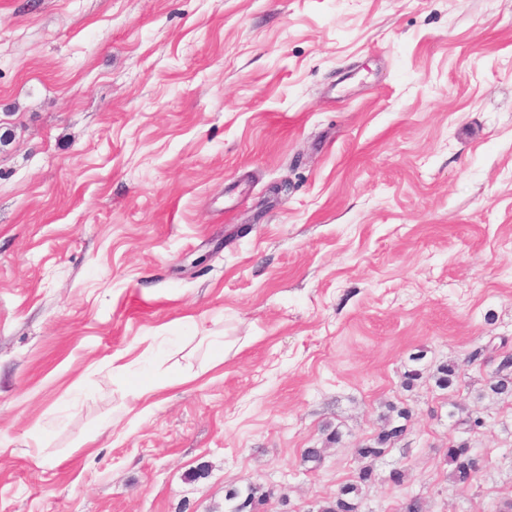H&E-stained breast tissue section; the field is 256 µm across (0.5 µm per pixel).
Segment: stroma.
Listing matches in <instances>:
<instances>
[{"label": "stroma", "mask_w": 512, "mask_h": 512, "mask_svg": "<svg viewBox=\"0 0 512 512\" xmlns=\"http://www.w3.org/2000/svg\"><path fill=\"white\" fill-rule=\"evenodd\" d=\"M500 337L512 0H0V512H501ZM405 431V425H394L390 416L385 418L377 434L355 450V458L359 464L355 483L343 485L336 497L324 501L319 506L318 512H360L362 488L376 481V474L370 462L384 455L390 449L388 447L400 440ZM467 448L470 445L465 440L448 443L446 459L451 466L449 477L459 484L469 483L479 470L476 459ZM257 494H258V488L251 484L248 485L244 491L239 490V489L231 490L227 494V500L232 501L233 505L231 506V510L228 512H246V511L242 510L244 505L251 503V502H260V503L264 502L267 497L266 492L261 493L259 496H257ZM261 505L262 504H259V503H251L250 511L251 512L262 511Z\"/></svg>", "instance_id": "35a3bbf8"}]
</instances>
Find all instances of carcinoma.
<instances>
[{
    "label": "carcinoma",
    "mask_w": 512,
    "mask_h": 512,
    "mask_svg": "<svg viewBox=\"0 0 512 512\" xmlns=\"http://www.w3.org/2000/svg\"><path fill=\"white\" fill-rule=\"evenodd\" d=\"M489 390L496 396H512V354L502 356L495 376L489 384ZM406 431L403 425H396L390 418H385L382 427L368 442L355 450L358 462L357 480L345 484L336 494V497L323 502L318 512H359L360 494L362 488L376 481V474L371 461L381 457L390 445L400 440ZM469 445L465 440L449 442L446 459L451 466L449 477L456 483L466 484L478 472L479 466L473 454L468 451ZM265 493H258V488L248 485L245 490L234 489L227 494V500L233 502L230 512H243V506L251 502H264Z\"/></svg>",
    "instance_id": "obj_1"
}]
</instances>
